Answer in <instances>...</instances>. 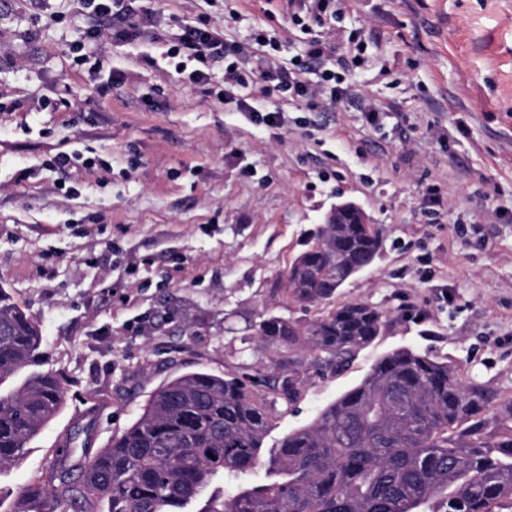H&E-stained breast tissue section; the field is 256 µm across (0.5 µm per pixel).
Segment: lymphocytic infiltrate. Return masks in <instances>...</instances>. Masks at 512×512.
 Masks as SVG:
<instances>
[{
	"label": "lymphocytic infiltrate",
	"mask_w": 512,
	"mask_h": 512,
	"mask_svg": "<svg viewBox=\"0 0 512 512\" xmlns=\"http://www.w3.org/2000/svg\"><path fill=\"white\" fill-rule=\"evenodd\" d=\"M278 47L277 40L256 35L244 46L229 42L223 32L204 24L187 27L172 37L166 56L174 60L177 72L187 73L196 84L209 82V66L223 64L224 84L215 93L218 102L236 104L255 122L276 126L281 122L279 113L262 112L248 101L246 91L253 79L263 81L264 94L304 99L313 109L321 105L324 93H335L342 82L335 70L323 65L325 46L322 41L310 40L305 57L289 68L275 61L273 52ZM312 72L317 73V82H309L308 75Z\"/></svg>",
	"instance_id": "lymphocytic-infiltrate-1"
}]
</instances>
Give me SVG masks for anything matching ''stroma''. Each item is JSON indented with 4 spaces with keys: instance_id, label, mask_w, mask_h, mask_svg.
<instances>
[{
    "instance_id": "obj_1",
    "label": "stroma",
    "mask_w": 512,
    "mask_h": 512,
    "mask_svg": "<svg viewBox=\"0 0 512 512\" xmlns=\"http://www.w3.org/2000/svg\"><path fill=\"white\" fill-rule=\"evenodd\" d=\"M137 10L135 23L169 37L201 21L244 43L266 31L285 63L319 38L343 93L311 109L254 85L252 99L282 114L268 127L215 102L222 66L190 84L163 45L113 40V20L83 0H0V286L39 322L68 388L0 492L30 483L74 428L105 447L168 379L279 360L254 325L316 315L279 278L341 202L383 243L333 302H367L387 321L341 372H307L266 447L402 348L480 386L487 417L512 412V0H338L307 34L285 0ZM78 43L100 57L98 81L75 63ZM61 152L111 170L51 167Z\"/></svg>"
}]
</instances>
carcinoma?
I'll use <instances>...</instances> for the list:
<instances>
[{
  "label": "carcinoma",
  "mask_w": 512,
  "mask_h": 512,
  "mask_svg": "<svg viewBox=\"0 0 512 512\" xmlns=\"http://www.w3.org/2000/svg\"><path fill=\"white\" fill-rule=\"evenodd\" d=\"M359 211L331 214L282 274L286 292L321 308L310 320L263 315L255 335L286 355L267 371L203 370L159 385L140 416L90 451L76 428L42 477L0 512H512L509 437L486 438L488 396L453 368L412 349L382 357L354 388L263 458L277 405H291L311 366L339 371L373 342L385 312L362 301L331 304L367 268L379 228ZM48 366L39 324L0 286V471L66 403ZM82 446H77V442ZM265 470V479L246 477Z\"/></svg>",
  "instance_id": "cac0c4a2"
}]
</instances>
